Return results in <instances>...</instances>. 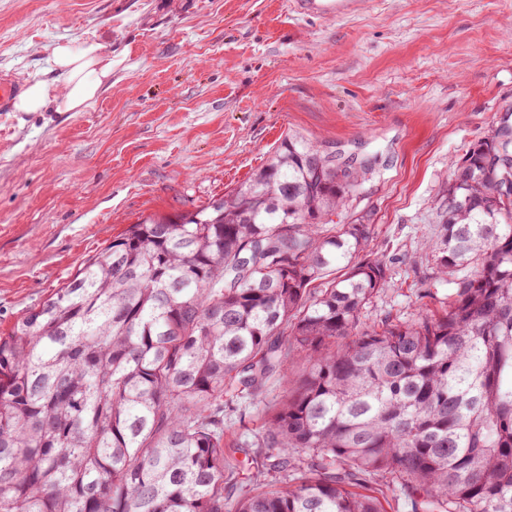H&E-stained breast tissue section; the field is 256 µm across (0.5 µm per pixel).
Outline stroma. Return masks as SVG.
Returning a JSON list of instances; mask_svg holds the SVG:
<instances>
[{
    "mask_svg": "<svg viewBox=\"0 0 512 512\" xmlns=\"http://www.w3.org/2000/svg\"><path fill=\"white\" fill-rule=\"evenodd\" d=\"M289 0H0V74L55 80L58 42L101 41L112 86L80 112L0 116V336L128 225L234 192L288 132L378 160L336 215L372 227L391 282L363 320H411L447 287L437 238L453 162L512 108V0H366L326 20ZM288 392L245 400L230 435Z\"/></svg>",
    "mask_w": 512,
    "mask_h": 512,
    "instance_id": "obj_1",
    "label": "stroma"
}]
</instances>
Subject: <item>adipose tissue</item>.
<instances>
[{"label":"adipose tissue","instance_id":"ef3b65f1","mask_svg":"<svg viewBox=\"0 0 512 512\" xmlns=\"http://www.w3.org/2000/svg\"><path fill=\"white\" fill-rule=\"evenodd\" d=\"M51 63L61 84L32 79L18 96L16 111L42 112L52 105L60 112H79L98 100L112 84V55L99 41L88 40L78 46L57 43Z\"/></svg>","mask_w":512,"mask_h":512}]
</instances>
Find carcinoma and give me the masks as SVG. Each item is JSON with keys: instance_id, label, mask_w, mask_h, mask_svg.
<instances>
[{"instance_id": "1", "label": "carcinoma", "mask_w": 512, "mask_h": 512, "mask_svg": "<svg viewBox=\"0 0 512 512\" xmlns=\"http://www.w3.org/2000/svg\"><path fill=\"white\" fill-rule=\"evenodd\" d=\"M374 172L290 135L21 317L0 337V512H512V111L452 170L424 244L448 302L411 321H362L389 269L370 225L333 220ZM274 377L292 392L226 440ZM235 446L267 482L239 486ZM363 475L380 497L351 490Z\"/></svg>"}]
</instances>
